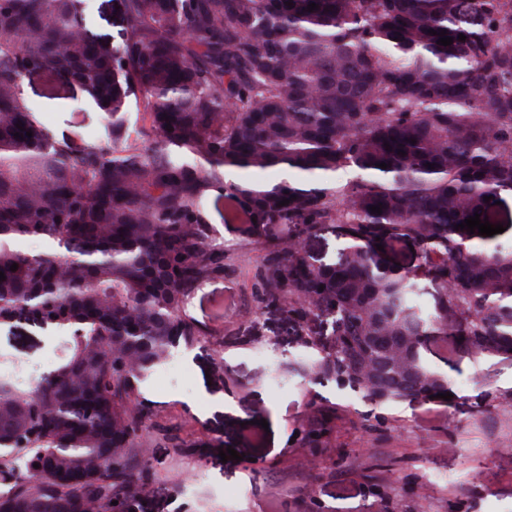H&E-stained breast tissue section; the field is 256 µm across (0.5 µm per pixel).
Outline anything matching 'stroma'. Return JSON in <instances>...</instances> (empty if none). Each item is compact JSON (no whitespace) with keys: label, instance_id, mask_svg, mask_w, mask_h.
Here are the masks:
<instances>
[{"label":"stroma","instance_id":"obj_1","mask_svg":"<svg viewBox=\"0 0 512 512\" xmlns=\"http://www.w3.org/2000/svg\"><path fill=\"white\" fill-rule=\"evenodd\" d=\"M20 93L56 137L105 142L107 120L78 86L33 74ZM204 216L224 245V273L187 300L203 341L173 349L134 393L152 412L142 440L155 471L140 512H512V355L429 337L421 358L450 399L372 405L313 371L307 342L329 325L300 329L260 306L263 252L247 225L225 223L210 201ZM72 349L67 331L0 325V372L37 378ZM319 409L326 444L308 448L302 434ZM159 424L201 452L178 455ZM230 447L237 459L221 460Z\"/></svg>","mask_w":512,"mask_h":512}]
</instances>
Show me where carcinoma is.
<instances>
[{
	"label": "carcinoma",
	"instance_id": "carcinoma-1",
	"mask_svg": "<svg viewBox=\"0 0 512 512\" xmlns=\"http://www.w3.org/2000/svg\"><path fill=\"white\" fill-rule=\"evenodd\" d=\"M82 5L0 0V324L74 339L29 386L0 373V512H111L152 481L149 412L132 396L171 349L201 339L182 310L224 273L201 212L217 185L224 219L259 238L267 224H332L344 238L318 265L263 241L258 288L295 326L329 323L308 345L338 386L376 405L447 391L420 360L428 336L512 352V250L456 228L512 191V0H116L118 40L88 29ZM442 30L452 44H438ZM32 72L86 92L112 145L41 126L18 92ZM272 171L284 177L263 178ZM28 239L49 247L26 251ZM400 240L417 248L412 272L377 250ZM419 276L437 286L431 311ZM402 352L411 381L365 384ZM325 435L312 419L306 446Z\"/></svg>",
	"mask_w": 512,
	"mask_h": 512
}]
</instances>
